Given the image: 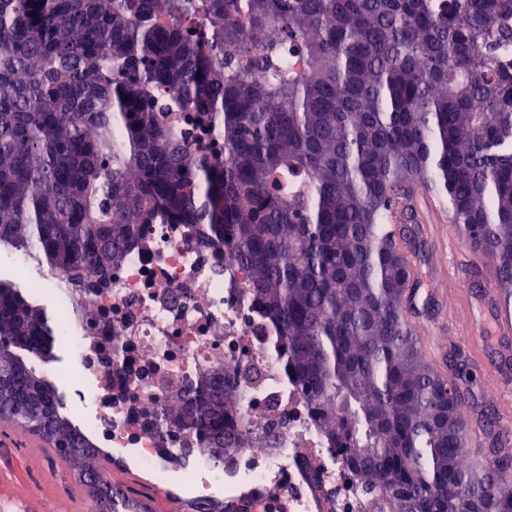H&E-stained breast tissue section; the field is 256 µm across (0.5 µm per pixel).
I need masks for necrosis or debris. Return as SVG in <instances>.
I'll use <instances>...</instances> for the list:
<instances>
[{"label": "necrosis or debris", "mask_w": 512, "mask_h": 512, "mask_svg": "<svg viewBox=\"0 0 512 512\" xmlns=\"http://www.w3.org/2000/svg\"><path fill=\"white\" fill-rule=\"evenodd\" d=\"M188 141L223 158L224 143L197 113L169 115ZM17 280L47 296L57 333L70 344L61 373L75 382L74 414L90 409L86 432L115 465L148 473L151 490L215 512H367L357 479L330 448L283 353L277 322L252 294L235 251L199 243L189 224H148L112 270L109 287L74 288L60 275L16 262ZM257 367L239 384L244 447L218 456L187 426L159 429L157 402L183 380ZM288 425L268 445L270 420ZM184 481H173L174 472Z\"/></svg>", "instance_id": "4bbe7bcc"}]
</instances>
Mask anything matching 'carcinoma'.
I'll use <instances>...</instances> for the list:
<instances>
[{
  "label": "carcinoma",
  "mask_w": 512,
  "mask_h": 512,
  "mask_svg": "<svg viewBox=\"0 0 512 512\" xmlns=\"http://www.w3.org/2000/svg\"><path fill=\"white\" fill-rule=\"evenodd\" d=\"M512 0H0V248L103 288L139 224H195L234 250L279 323L288 368L394 512H512V459L476 476L463 387L405 323L418 277L391 224L426 186L512 305ZM224 139L219 161L154 107ZM55 320L0 279V418L48 440L96 503L133 502L23 354ZM213 453L238 447L236 387L185 382L155 412Z\"/></svg>",
  "instance_id": "cac0c4a2"
}]
</instances>
